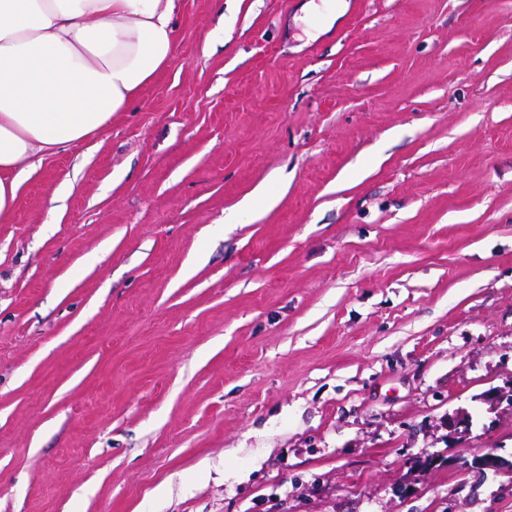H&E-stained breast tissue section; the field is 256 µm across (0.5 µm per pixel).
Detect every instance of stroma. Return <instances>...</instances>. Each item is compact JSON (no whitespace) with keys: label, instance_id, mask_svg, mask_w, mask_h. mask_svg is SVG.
Returning a JSON list of instances; mask_svg holds the SVG:
<instances>
[{"label":"stroma","instance_id":"obj_1","mask_svg":"<svg viewBox=\"0 0 512 512\" xmlns=\"http://www.w3.org/2000/svg\"><path fill=\"white\" fill-rule=\"evenodd\" d=\"M176 0L0 223V512H512V0ZM466 414L468 434L448 438Z\"/></svg>","mask_w":512,"mask_h":512}]
</instances>
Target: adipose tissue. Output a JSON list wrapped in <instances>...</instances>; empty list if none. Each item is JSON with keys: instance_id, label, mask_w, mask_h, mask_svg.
Here are the masks:
<instances>
[{"instance_id": "adipose-tissue-1", "label": "adipose tissue", "mask_w": 512, "mask_h": 512, "mask_svg": "<svg viewBox=\"0 0 512 512\" xmlns=\"http://www.w3.org/2000/svg\"><path fill=\"white\" fill-rule=\"evenodd\" d=\"M175 0H0V222L25 161L85 141L171 62Z\"/></svg>"}]
</instances>
